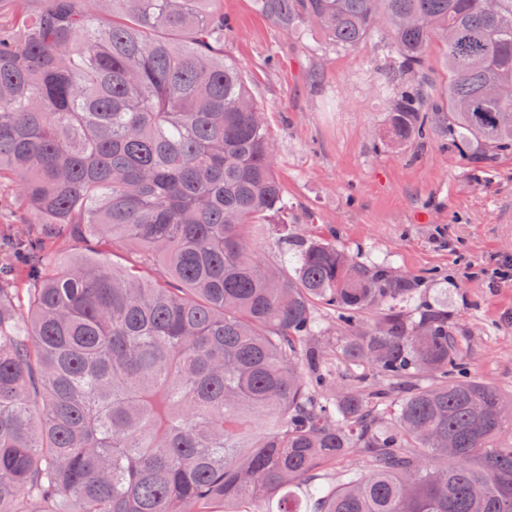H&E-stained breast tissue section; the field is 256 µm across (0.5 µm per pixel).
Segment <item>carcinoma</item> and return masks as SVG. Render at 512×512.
I'll list each match as a JSON object with an SVG mask.
<instances>
[{"instance_id": "obj_1", "label": "carcinoma", "mask_w": 512, "mask_h": 512, "mask_svg": "<svg viewBox=\"0 0 512 512\" xmlns=\"http://www.w3.org/2000/svg\"><path fill=\"white\" fill-rule=\"evenodd\" d=\"M30 2L0 24V512H512V398L468 373L437 274L286 224L292 272L256 248L288 203L221 0ZM254 4L335 49L388 30L390 144L512 153V0ZM73 239L138 255L53 268Z\"/></svg>"}]
</instances>
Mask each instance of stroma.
<instances>
[{
  "label": "stroma",
  "mask_w": 512,
  "mask_h": 512,
  "mask_svg": "<svg viewBox=\"0 0 512 512\" xmlns=\"http://www.w3.org/2000/svg\"><path fill=\"white\" fill-rule=\"evenodd\" d=\"M223 3L224 53L266 112L289 228L363 261L437 272L424 293L447 307L470 372L512 396V283L471 275L512 259V154L465 158L438 135L382 145L380 38L337 51L319 33L299 40L278 30L253 0Z\"/></svg>",
  "instance_id": "1"
}]
</instances>
